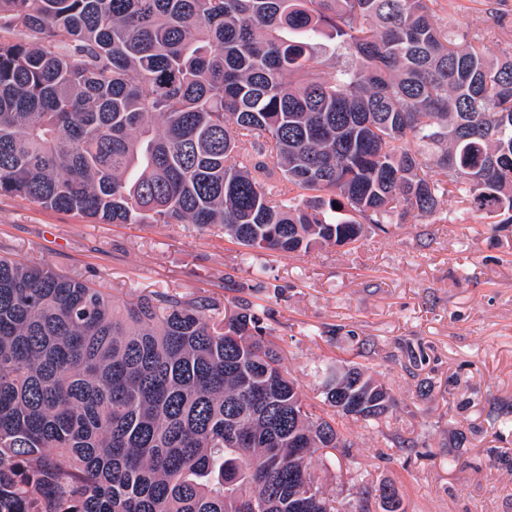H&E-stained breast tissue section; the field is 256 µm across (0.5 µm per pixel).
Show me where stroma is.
Instances as JSON below:
<instances>
[{
    "label": "stroma",
    "mask_w": 512,
    "mask_h": 512,
    "mask_svg": "<svg viewBox=\"0 0 512 512\" xmlns=\"http://www.w3.org/2000/svg\"><path fill=\"white\" fill-rule=\"evenodd\" d=\"M438 22L512 51V0H437ZM0 256L45 263L123 300L166 291L216 309L268 287L282 366L316 410L327 363L364 352L394 404L351 422L338 465L317 466L354 512H512V224L459 209L410 217L306 254L256 252L191 224H93L0 197ZM456 467H449V459Z\"/></svg>",
    "instance_id": "1"
}]
</instances>
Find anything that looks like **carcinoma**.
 Here are the masks:
<instances>
[{
    "mask_svg": "<svg viewBox=\"0 0 512 512\" xmlns=\"http://www.w3.org/2000/svg\"><path fill=\"white\" fill-rule=\"evenodd\" d=\"M434 2L0 0V196L281 253L457 205L512 224V53ZM260 300L123 302L0 256V512H341L313 456L391 389L327 366L313 413Z\"/></svg>",
    "mask_w": 512,
    "mask_h": 512,
    "instance_id": "1",
    "label": "carcinoma"
}]
</instances>
